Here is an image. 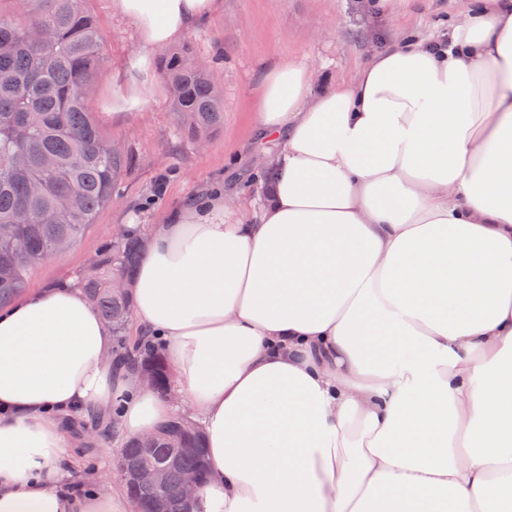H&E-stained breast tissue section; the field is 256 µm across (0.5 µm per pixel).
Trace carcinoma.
I'll use <instances>...</instances> for the list:
<instances>
[{
  "mask_svg": "<svg viewBox=\"0 0 512 512\" xmlns=\"http://www.w3.org/2000/svg\"><path fill=\"white\" fill-rule=\"evenodd\" d=\"M0 13V307L27 288L32 271L61 239L81 240L112 204V189L134 159L112 150L90 116L85 87L108 67L105 35L84 0H12ZM188 47L158 56L181 132L191 141L213 136L224 123V95L215 68L194 64ZM145 251L143 237L128 231L104 244L77 284L112 327L121 355L157 378L163 392L169 369L159 349L139 342L129 349L125 332L132 313L128 294L112 279L131 282ZM130 462L160 463L167 483L144 490L127 483L141 512H187L178 489L181 475H205V441L199 429L171 422L149 442L123 443Z\"/></svg>",
  "mask_w": 512,
  "mask_h": 512,
  "instance_id": "obj_1",
  "label": "carcinoma"
}]
</instances>
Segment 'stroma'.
<instances>
[{
    "label": "stroma",
    "mask_w": 512,
    "mask_h": 512,
    "mask_svg": "<svg viewBox=\"0 0 512 512\" xmlns=\"http://www.w3.org/2000/svg\"><path fill=\"white\" fill-rule=\"evenodd\" d=\"M374 0H217L212 14L184 37L204 60L219 57L224 82V124L203 148L183 138L158 71L143 72L135 23L115 14L112 0H85L84 8L106 37L110 64L85 90L89 109L104 136L137 160L118 183L112 204L67 254L32 274L31 288L72 281L117 228L145 226L184 200L219 187L260 207L256 182L255 103L265 73L281 61L315 71L312 92L353 77L376 51L405 33L448 35L470 0H410L398 18L378 13ZM118 448L70 449L74 463L66 480L112 479Z\"/></svg>",
    "instance_id": "stroma-1"
}]
</instances>
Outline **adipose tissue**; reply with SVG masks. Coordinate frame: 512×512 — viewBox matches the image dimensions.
I'll return each instance as SVG.
<instances>
[{"instance_id":"1","label":"adipose tissue","mask_w":512,"mask_h":512,"mask_svg":"<svg viewBox=\"0 0 512 512\" xmlns=\"http://www.w3.org/2000/svg\"><path fill=\"white\" fill-rule=\"evenodd\" d=\"M112 8L145 66L215 0ZM312 83L297 62L264 78L259 212L219 191L149 228L129 293L169 391L117 361L81 288L0 309V512H138L123 480L61 479L66 418L116 401L118 440L199 424L194 512H512V0Z\"/></svg>"}]
</instances>
